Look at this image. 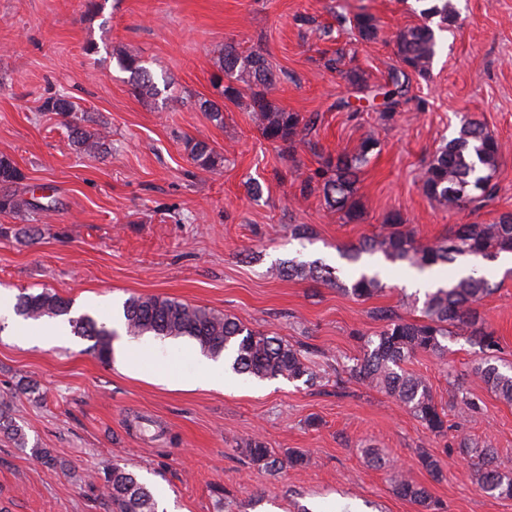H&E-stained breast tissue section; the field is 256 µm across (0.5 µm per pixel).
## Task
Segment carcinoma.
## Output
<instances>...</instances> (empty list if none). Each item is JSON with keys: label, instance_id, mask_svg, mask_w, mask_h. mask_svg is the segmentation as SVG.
I'll return each instance as SVG.
<instances>
[{"label": "carcinoma", "instance_id": "cac0c4a2", "mask_svg": "<svg viewBox=\"0 0 512 512\" xmlns=\"http://www.w3.org/2000/svg\"><path fill=\"white\" fill-rule=\"evenodd\" d=\"M419 15L424 23L403 29L396 35L397 54L405 70L393 71L385 84L374 87L366 85L359 73H346L352 85L363 93L362 100L368 107L380 110L386 119L406 96V71L423 78L429 75L437 47L431 20L439 19L437 27L441 28L453 21L455 11L450 0H438L420 9ZM335 20L340 26L347 23L353 26L366 41L375 39L378 34L377 20L370 13L351 17L337 13ZM116 62L120 70L129 73L128 83L136 96L153 105L169 98L171 82L165 77L157 81L140 57L119 52ZM276 83L275 71L259 51H241L233 44L224 45L217 73L213 76V85L220 95L233 102L242 98L241 86L251 90L247 108L252 112L258 131L265 140L276 144L285 157H293L299 143L316 149L312 136L317 132L319 116L315 113L304 116L275 105L270 95ZM43 110L70 118L77 106L59 95L47 98ZM69 139L75 151L95 155L102 151L107 134L104 128L89 131L71 123ZM377 146L374 136L367 134L354 151L324 158L321 167L301 181L300 196L307 197L313 183L317 182L322 185L323 198L329 208L341 213L348 223L362 220L363 210L355 198L356 177L369 163ZM186 150L193 164L202 171L215 173L224 167V159L202 141L186 142ZM501 150V143L481 123L463 122L458 135L439 147L424 167L420 178L423 192L446 210L464 205L481 207L493 195L492 178ZM23 180L24 174L17 165L9 157L0 156V214L46 216L54 211L50 201L43 203L33 195L28 198L20 195L18 185ZM501 253H512V213L500 215L491 224H463L450 235L430 243L418 240L407 229L406 220L395 213L387 218L380 232L349 246L342 257L355 264L365 254H380L392 263H405L423 271L450 266L461 257L493 259ZM271 272L279 277L329 284L359 299H369L383 289L376 270L354 273L348 285L338 276L340 269L320 259L304 261L294 257L271 267ZM497 288L498 285L473 272L426 293L419 320H407L390 307L371 309L370 316L381 322L382 327L376 338L364 341L363 356L348 367V379L384 390L431 433L442 435L447 430L444 411L439 409L428 382L407 372L404 364L418 352L443 353L451 328L459 324L470 328V341L483 353V358L473 368L474 377L500 400L511 404L512 374L492 363L499 338L485 326L478 311L482 299ZM122 311L127 335L133 338L145 335L188 337L210 358L230 354L231 368L239 376L308 381L314 377L303 347L272 333L250 329L212 309L159 296H131L123 303ZM14 312L25 320L40 321L69 314L70 302L44 290L23 292L14 305ZM69 322L77 335L91 341L89 353L105 364L112 360L115 330L88 314L71 318ZM0 433L18 447H27L22 427L1 409ZM243 452L268 471L276 472L281 468L278 457L258 439L247 442ZM462 454L469 457L478 485L486 494L512 498V471L500 469L492 450L466 445ZM419 462L433 479H443L439 461L432 455L420 453ZM100 480L112 512H159L154 494L132 471L114 465L103 472ZM391 482L396 494L420 507L421 512L435 510V503L424 486L395 471L391 472Z\"/></svg>", "mask_w": 512, "mask_h": 512}]
</instances>
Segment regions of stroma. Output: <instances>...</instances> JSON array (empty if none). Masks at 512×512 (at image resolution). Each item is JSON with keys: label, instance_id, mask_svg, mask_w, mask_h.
<instances>
[{"label": "stroma", "instance_id": "obj_1", "mask_svg": "<svg viewBox=\"0 0 512 512\" xmlns=\"http://www.w3.org/2000/svg\"><path fill=\"white\" fill-rule=\"evenodd\" d=\"M452 2L456 20L437 34L429 76L411 75L405 102L386 120L337 103L359 98L347 71L374 86L401 68L395 37L419 24L415 0H0V155L56 203L46 219L0 214V224L14 229L0 237V302L15 304L24 288L46 289L71 301L72 317L103 322L129 296L169 297L308 345L316 376L311 383L240 377L216 390L195 384L198 364L186 339L129 375L101 364L77 334L41 346L6 324L0 395L29 446L0 434V512H111L89 480L116 463L177 512H417L395 494L386 470L368 462L367 447L425 485L439 512H512V498L480 490L459 453L466 438L492 447L512 469V404L472 376L481 353L465 330L454 329L443 355L418 353L405 364L444 408L445 435L432 434L384 391L336 378L380 330L371 308L420 318L423 303L404 287L406 271L374 257L384 288L367 300L269 272L296 257L323 260L349 278L353 267L340 249L375 234L393 213L432 240L512 212V0ZM339 9L374 15L377 38L362 40L350 28L327 38L298 21L305 15L329 26ZM228 43L267 57L279 76L271 95L278 107L320 115L318 151L301 144L284 159L242 103L225 102L220 125L200 109L199 100L217 96L211 77ZM339 49L340 71L325 69V57ZM119 51L169 77L166 108L134 96L116 65ZM58 93L76 104L86 129L106 123V151L73 150L63 118L42 109ZM470 119L504 145L494 194L481 208L446 210L423 193L419 173ZM368 133L379 146L356 184L362 221L345 222L321 192L300 196L301 179L321 155L353 150ZM189 140L223 157L221 175L193 165ZM292 224L308 225L312 238H292ZM28 226L37 235L25 234ZM476 267L499 286L479 311L499 338L497 364L510 371L512 278L486 260ZM29 381L40 400L16 393ZM458 389L478 401L480 415L450 406ZM253 438L283 461L280 471L241 454ZM33 445L50 451L55 466L34 460ZM292 450L306 453L308 464L286 466ZM422 450L439 460L442 480L422 468Z\"/></svg>", "mask_w": 512, "mask_h": 512}]
</instances>
